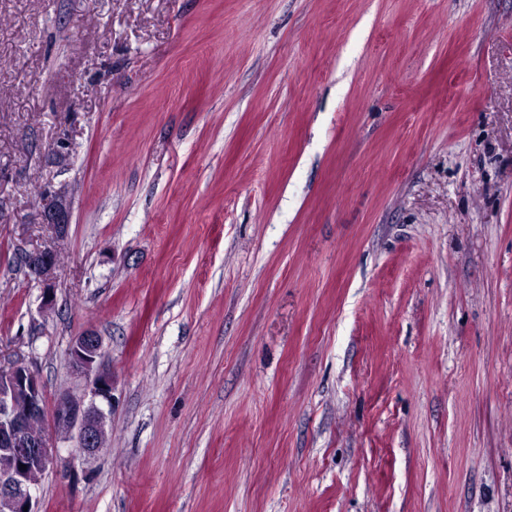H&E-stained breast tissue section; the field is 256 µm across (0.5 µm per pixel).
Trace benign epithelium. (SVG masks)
Instances as JSON below:
<instances>
[{"mask_svg": "<svg viewBox=\"0 0 512 512\" xmlns=\"http://www.w3.org/2000/svg\"><path fill=\"white\" fill-rule=\"evenodd\" d=\"M44 223L58 238L67 234L69 205L60 194L43 195ZM30 273L43 285L44 305L54 300L53 273L57 255L51 249L24 252ZM102 339L89 331L72 342V372L85 382L82 397L60 395L52 411H47L46 389L31 365L19 361L0 368V447L13 456L14 465L0 470V512H39L32 472H44L60 456L46 436L31 430L32 418L52 419L53 430L65 439L76 437L77 447L85 453L100 449V432L107 414L100 406H112V373L101 369ZM25 468H20V465Z\"/></svg>", "mask_w": 512, "mask_h": 512, "instance_id": "obj_1", "label": "benign epithelium"}]
</instances>
